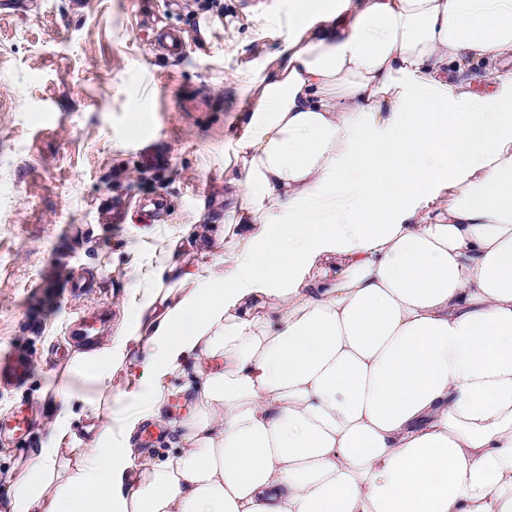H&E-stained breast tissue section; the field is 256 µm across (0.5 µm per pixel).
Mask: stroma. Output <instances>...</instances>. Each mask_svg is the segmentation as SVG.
<instances>
[{
	"label": "stroma",
	"instance_id": "1",
	"mask_svg": "<svg viewBox=\"0 0 512 512\" xmlns=\"http://www.w3.org/2000/svg\"><path fill=\"white\" fill-rule=\"evenodd\" d=\"M0 0V356L19 349L27 378L0 386V419L34 407L26 441L0 442V512L7 479L35 454L44 423L84 353L74 321L106 312L100 343L135 313L128 287L157 265L173 237L193 227L199 246L178 261L200 266L217 245L213 214L237 189L224 153L248 107L238 77L278 50L293 0ZM180 29L183 55L155 46L160 28ZM167 205L145 223L141 206ZM128 205L113 223V201ZM90 281L69 295L64 284Z\"/></svg>",
	"mask_w": 512,
	"mask_h": 512
}]
</instances>
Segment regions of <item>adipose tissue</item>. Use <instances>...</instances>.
Listing matches in <instances>:
<instances>
[{
	"label": "adipose tissue",
	"instance_id": "obj_1",
	"mask_svg": "<svg viewBox=\"0 0 512 512\" xmlns=\"http://www.w3.org/2000/svg\"><path fill=\"white\" fill-rule=\"evenodd\" d=\"M270 64L223 251L134 274L12 512H512V0H297ZM189 364L179 454L135 465Z\"/></svg>",
	"mask_w": 512,
	"mask_h": 512
}]
</instances>
